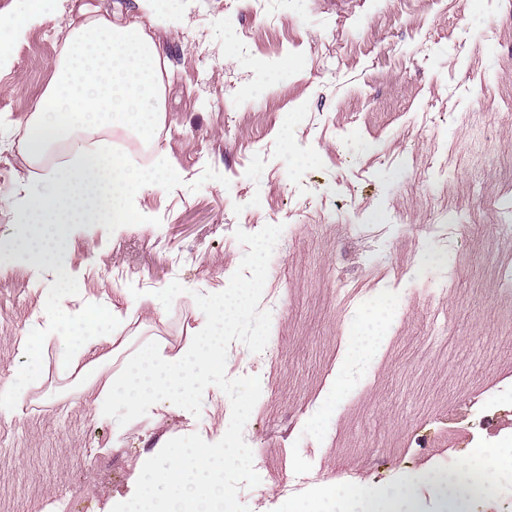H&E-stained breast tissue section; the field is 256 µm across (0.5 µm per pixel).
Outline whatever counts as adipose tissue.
Wrapping results in <instances>:
<instances>
[{"mask_svg":"<svg viewBox=\"0 0 512 512\" xmlns=\"http://www.w3.org/2000/svg\"><path fill=\"white\" fill-rule=\"evenodd\" d=\"M66 0H21L19 8L0 13V70L10 68L12 48L27 33L63 12ZM142 18L126 20L123 6L111 15H92L67 34L53 78L36 108L24 122L20 151L28 177L10 197L19 234L0 243V266L24 256L47 270L50 286L42 307L56 315L46 325L32 324L19 341L26 360L17 384L0 389V415L13 413L30 385L40 379L41 348L50 333L63 331L72 341L57 359L59 373H71L81 359L90 364L111 343V328L125 323L126 310L112 302L90 301L72 309L67 305L83 279V272L60 264L55 246L67 243L98 224H141L146 213L138 201L143 186L159 189L179 176L176 167L151 170L133 158L113 152L103 141H91L89 132L115 124L157 136L164 120L162 58L144 21L164 10L165 0H136ZM383 339L365 324L347 330V355L334 383L322 398L332 413L347 392L354 373L372 361ZM433 485L438 494L462 500L466 486L421 471L396 487L367 485L345 488L348 500L363 512H404L414 499L416 483Z\"/></svg>","mask_w":512,"mask_h":512,"instance_id":"ef3b65f1","label":"adipose tissue"}]
</instances>
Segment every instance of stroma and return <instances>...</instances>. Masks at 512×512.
I'll list each match as a JSON object with an SVG mask.
<instances>
[{
	"label": "stroma",
	"mask_w": 512,
	"mask_h": 512,
	"mask_svg": "<svg viewBox=\"0 0 512 512\" xmlns=\"http://www.w3.org/2000/svg\"><path fill=\"white\" fill-rule=\"evenodd\" d=\"M31 30L0 72V241L19 226L8 197L28 166L15 129L54 73L63 39L89 4ZM150 33L166 62L154 162L180 180L147 189L146 224H101L63 257L87 264L86 295L141 307L113 331L96 378L59 376L63 337L45 346L42 381L0 416V512H111L132 497L143 456L175 437H223L229 398L207 387L202 411L151 410L127 425L96 418L102 383L146 343L165 354L205 316L194 293L225 287L246 251L235 230H284L260 307L265 349L231 343L226 372L255 375L261 396L243 431L261 483L240 487L250 512H306L309 470L321 486L397 485L448 456L496 445L512 407L479 411L512 388V285L485 276L483 241L512 228V0H167ZM287 69H279L281 60ZM453 215L433 224L434 209ZM185 291L155 312L156 291ZM48 283L24 261L0 269V385L24 364L18 341ZM389 309L384 344L334 415L320 399L346 354L345 329ZM460 432L456 447L442 438Z\"/></svg>",
	"instance_id": "obj_1"
}]
</instances>
